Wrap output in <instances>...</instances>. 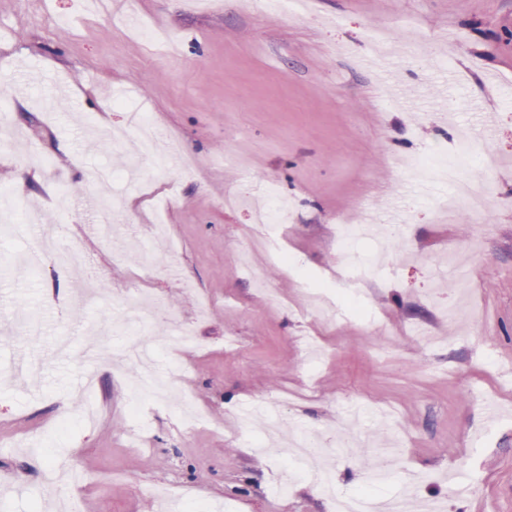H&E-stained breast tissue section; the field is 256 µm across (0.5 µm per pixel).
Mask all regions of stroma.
I'll return each instance as SVG.
<instances>
[{"label": "stroma", "instance_id": "1", "mask_svg": "<svg viewBox=\"0 0 512 512\" xmlns=\"http://www.w3.org/2000/svg\"><path fill=\"white\" fill-rule=\"evenodd\" d=\"M137 13L175 51L152 50L83 0H0V127L14 134L0 151V194L17 221L80 243L75 272L16 267L31 242L0 223V512H169L174 501L330 512L326 497L299 491L311 476L298 462L261 452L268 439L243 414L279 399L283 432L329 447L338 493L456 512L441 479L452 470L478 481L469 512H512V0H309L274 17L261 0H138ZM378 29L403 43L382 70L365 61ZM119 84L193 157L194 177L133 150L140 132L109 95ZM460 128L475 137V164L493 158L487 171L462 170L489 206L442 223L434 204L452 191L430 150L456 151ZM107 129L125 132L122 148L99 143ZM61 140L69 156L54 151ZM32 153L42 180L18 189L13 175ZM400 155L429 167L394 170ZM104 164L135 176L101 187ZM270 181L292 212L284 246L315 280L345 260L337 225L411 209L402 231L383 226L351 248L389 336L356 315L308 314L296 276L267 261L250 207ZM102 190L121 221L89 238L87 199ZM165 193L157 239L153 204ZM149 237L148 264L137 245ZM457 305L475 325L445 319ZM128 306L158 370L181 368L177 383L206 423L153 396L130 415L140 370L110 366ZM178 325L195 348L170 347ZM89 399L101 409L92 426L81 420ZM393 436L401 466L372 479Z\"/></svg>", "mask_w": 512, "mask_h": 512}]
</instances>
